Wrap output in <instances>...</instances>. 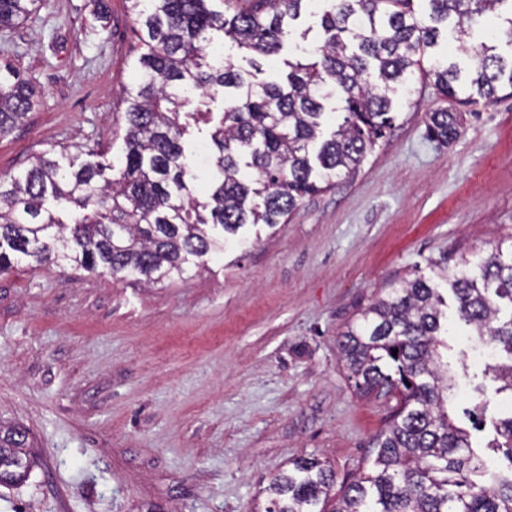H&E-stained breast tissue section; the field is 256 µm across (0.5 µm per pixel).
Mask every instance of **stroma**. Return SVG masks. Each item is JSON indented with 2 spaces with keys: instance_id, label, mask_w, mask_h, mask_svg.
I'll return each instance as SVG.
<instances>
[{
  "instance_id": "obj_1",
  "label": "stroma",
  "mask_w": 512,
  "mask_h": 512,
  "mask_svg": "<svg viewBox=\"0 0 512 512\" xmlns=\"http://www.w3.org/2000/svg\"><path fill=\"white\" fill-rule=\"evenodd\" d=\"M325 6L305 0L285 50L320 44ZM135 43L125 0H40L0 29V63L39 91L0 137V175L48 149L119 157ZM439 105L416 77L355 175L184 278L0 272V424L23 428L37 461L0 486V512H251L294 459L327 460L340 482L364 466L391 406L354 389L339 334L392 280L512 241V96L449 103L461 118L444 146L425 136ZM447 341L468 367L448 397L457 417L482 362L453 316Z\"/></svg>"
}]
</instances>
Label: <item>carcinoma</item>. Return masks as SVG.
Segmentation results:
<instances>
[{"label": "carcinoma", "instance_id": "carcinoma-1", "mask_svg": "<svg viewBox=\"0 0 512 512\" xmlns=\"http://www.w3.org/2000/svg\"><path fill=\"white\" fill-rule=\"evenodd\" d=\"M37 2L0 0V29L25 21ZM127 2L145 35L113 131L123 154L91 162L44 151L25 170L1 176L0 270L22 257L146 282L181 278L189 265L223 253L244 226L282 224L305 197L356 173L392 126L415 72L458 104L491 103L512 89V65L496 45L470 40L490 17L503 20L512 37V0H428L426 19L414 0H327L322 45L284 61L281 83L259 78L256 58L280 53L286 20L298 17L305 0H220V10L213 0ZM450 20L456 52L472 61L464 78L456 63L429 53L438 25ZM212 33L251 55V70L208 51ZM219 92L222 118L210 132L217 177L200 198L182 145V114L190 106L187 116L211 122ZM36 103L32 82L0 65V135ZM427 121L436 141L458 134V113L446 107ZM443 284L458 320L497 350L472 388L475 407H488L487 378L512 403V249L463 253L454 265L438 266L435 281L403 277L337 343L358 391L397 400L368 468L333 496L330 465L295 460L271 479L263 512H512V412L494 421L485 448L448 414L445 394L455 374L441 353L448 349L440 339L448 320ZM27 439L21 428L0 426V461L20 456L34 466Z\"/></svg>", "mask_w": 512, "mask_h": 512}]
</instances>
